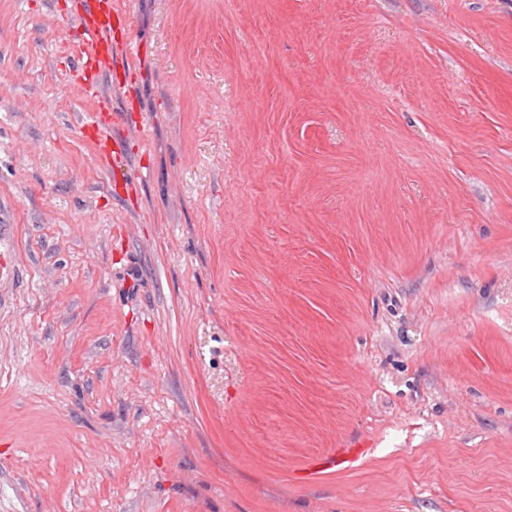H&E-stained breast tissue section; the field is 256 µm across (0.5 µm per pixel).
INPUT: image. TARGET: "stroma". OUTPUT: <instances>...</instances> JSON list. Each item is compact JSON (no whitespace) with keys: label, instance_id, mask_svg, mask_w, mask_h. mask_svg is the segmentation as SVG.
<instances>
[{"label":"stroma","instance_id":"stroma-1","mask_svg":"<svg viewBox=\"0 0 512 512\" xmlns=\"http://www.w3.org/2000/svg\"><path fill=\"white\" fill-rule=\"evenodd\" d=\"M112 3L0 0V512H512V0ZM103 1L85 0L82 20L86 35L84 67L91 74L107 71L112 75V70L125 69L128 46L112 43V0L109 5Z\"/></svg>","mask_w":512,"mask_h":512}]
</instances>
